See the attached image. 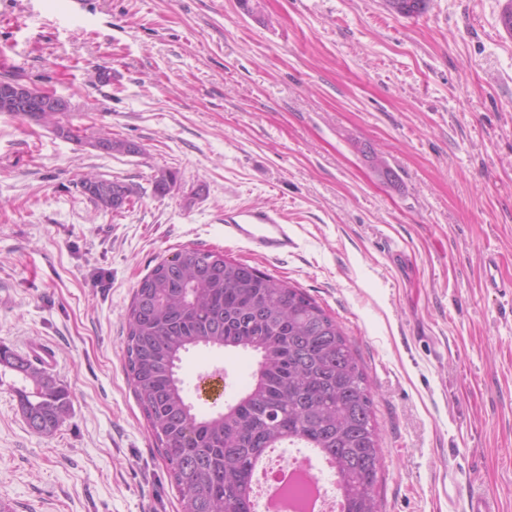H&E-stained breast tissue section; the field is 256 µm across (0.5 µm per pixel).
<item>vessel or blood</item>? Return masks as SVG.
<instances>
[{"instance_id": "vessel-or-blood-1", "label": "vessel or blood", "mask_w": 512, "mask_h": 512, "mask_svg": "<svg viewBox=\"0 0 512 512\" xmlns=\"http://www.w3.org/2000/svg\"><path fill=\"white\" fill-rule=\"evenodd\" d=\"M224 233L228 237L245 241L261 255L277 259L296 247L295 238L280 215L270 209H238L224 216ZM499 261L495 253L484 258V286L496 293L512 294V281L498 274Z\"/></svg>"}]
</instances>
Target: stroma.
Segmentation results:
<instances>
[{
  "instance_id": "35a3bbf8",
  "label": "stroma",
  "mask_w": 512,
  "mask_h": 512,
  "mask_svg": "<svg viewBox=\"0 0 512 512\" xmlns=\"http://www.w3.org/2000/svg\"><path fill=\"white\" fill-rule=\"evenodd\" d=\"M505 3L405 17L384 0H82L75 15L0 0V81L71 106L0 112V346L49 347L71 397L38 435L0 370V502L178 512L127 378L125 312L157 262L196 247L300 288L341 326L373 400L381 512H466L471 492L512 512V297L483 286L489 250L512 279ZM87 178L129 186L130 205L97 207ZM241 207L281 212L293 252L225 237ZM251 365L191 351L189 400L221 409Z\"/></svg>"
}]
</instances>
